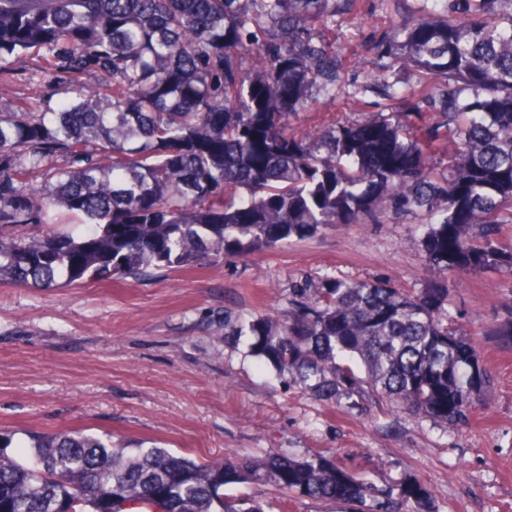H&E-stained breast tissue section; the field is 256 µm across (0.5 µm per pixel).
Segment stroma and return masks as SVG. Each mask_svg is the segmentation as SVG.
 Segmentation results:
<instances>
[{"mask_svg":"<svg viewBox=\"0 0 512 512\" xmlns=\"http://www.w3.org/2000/svg\"><path fill=\"white\" fill-rule=\"evenodd\" d=\"M431 9L430 0H361L328 18L322 30L343 65L341 78L300 111L297 124L356 123L397 110L422 134L433 98L389 100L368 73L388 66L397 88L438 87L425 72L391 65L406 18ZM423 230L420 215L390 213L193 270L51 289L0 283V430L14 432L17 447L29 431L89 429L206 459L333 452L380 489L417 476L433 512H512V345L490 334L512 308V272L448 275V308L494 375L459 431L317 400L280 383L246 343L222 337L225 311L244 318L279 312L305 274L423 288ZM232 491L262 494L270 512H350L341 502L250 484Z\"/></svg>","mask_w":512,"mask_h":512,"instance_id":"1","label":"stroma"}]
</instances>
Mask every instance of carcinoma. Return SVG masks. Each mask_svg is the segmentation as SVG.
<instances>
[{"label":"carcinoma","mask_w":512,"mask_h":512,"mask_svg":"<svg viewBox=\"0 0 512 512\" xmlns=\"http://www.w3.org/2000/svg\"><path fill=\"white\" fill-rule=\"evenodd\" d=\"M405 20L399 66L445 77L424 137L398 112L359 124L295 126L313 89L336 83L315 23L336 0H0V78L46 77L57 101L0 100V283L62 288L145 270L199 268L270 250L381 203L425 213L430 271L390 281L305 276L288 309L224 341L284 385L350 408L374 403L450 430L493 384L448 311V272L506 268L512 224V0ZM480 94L461 98L462 86ZM450 140L448 167L430 157ZM0 433V512H269L237 484L347 503L351 512H431L408 476L378 489L322 453L197 461L84 430Z\"/></svg>","instance_id":"carcinoma-1"}]
</instances>
